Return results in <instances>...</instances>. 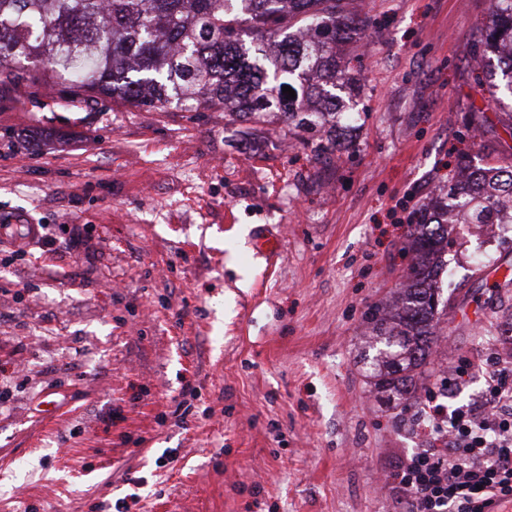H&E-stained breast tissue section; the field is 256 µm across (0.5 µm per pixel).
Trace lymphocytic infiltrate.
<instances>
[{"label":"lymphocytic infiltrate","instance_id":"1","mask_svg":"<svg viewBox=\"0 0 512 512\" xmlns=\"http://www.w3.org/2000/svg\"><path fill=\"white\" fill-rule=\"evenodd\" d=\"M478 405L429 403L430 447L388 476L402 512H491L512 503V366L487 361Z\"/></svg>","mask_w":512,"mask_h":512}]
</instances>
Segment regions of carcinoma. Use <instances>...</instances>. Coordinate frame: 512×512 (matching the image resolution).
Returning a JSON list of instances; mask_svg holds the SVG:
<instances>
[{"label": "carcinoma", "instance_id": "obj_1", "mask_svg": "<svg viewBox=\"0 0 512 512\" xmlns=\"http://www.w3.org/2000/svg\"><path fill=\"white\" fill-rule=\"evenodd\" d=\"M488 2L474 90L512 99V0ZM362 31L344 0H0V84L50 80L73 100L143 109L219 103L233 120L273 107L288 129L317 128L334 147L344 131L338 94L361 90L339 47ZM284 86L296 98H286ZM420 215L404 245L410 266L398 304L371 313L387 349L374 386L405 401L418 399L420 369L438 336L434 256L458 224H512V164L477 166L460 154L448 204Z\"/></svg>", "mask_w": 512, "mask_h": 512}]
</instances>
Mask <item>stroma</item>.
<instances>
[{"instance_id": "35a3bbf8", "label": "stroma", "mask_w": 512, "mask_h": 512, "mask_svg": "<svg viewBox=\"0 0 512 512\" xmlns=\"http://www.w3.org/2000/svg\"><path fill=\"white\" fill-rule=\"evenodd\" d=\"M346 8L363 90L324 151L275 112L0 94V224L37 228L0 240V512H395L379 473L425 447L423 400L470 402L477 374L447 380L512 355V292L488 301L512 234L463 224L420 403L374 389L367 316L404 280L410 213L507 135L473 90L488 0Z\"/></svg>"}]
</instances>
